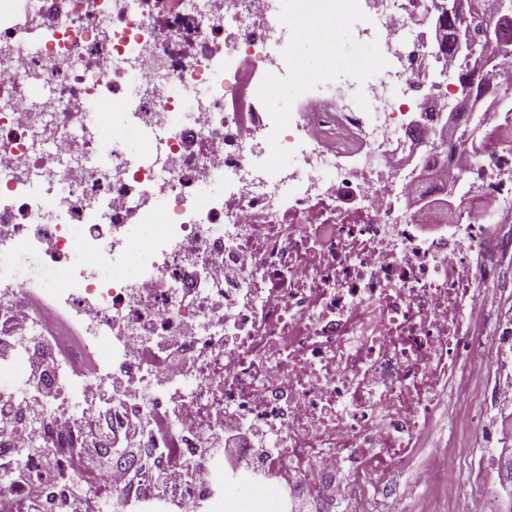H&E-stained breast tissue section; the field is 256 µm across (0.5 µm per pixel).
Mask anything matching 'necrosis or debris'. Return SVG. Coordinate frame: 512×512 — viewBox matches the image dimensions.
Returning a JSON list of instances; mask_svg holds the SVG:
<instances>
[{"instance_id": "1", "label": "necrosis or debris", "mask_w": 512, "mask_h": 512, "mask_svg": "<svg viewBox=\"0 0 512 512\" xmlns=\"http://www.w3.org/2000/svg\"><path fill=\"white\" fill-rule=\"evenodd\" d=\"M433 12L365 0L376 78L339 83L294 65L288 0H0V375L50 352L64 314L104 353L95 377L58 359L26 390L19 438L0 446L26 478L12 512L31 484L42 512H95L74 503L66 448L98 416L139 420L159 466L173 448L198 473L162 497L104 476L116 512H219L241 491L293 512L296 488L332 482L351 512H384L389 472L423 451L448 389L468 394L482 368L512 376V322L489 336L466 317L487 245L512 250L479 221L512 223L497 113L471 103L486 135L451 159L471 186L452 231L423 234L427 188L406 173L411 153L446 150L407 114L447 111L462 68ZM264 79L299 90L294 112L260 104ZM127 89L136 156L104 104ZM230 421L260 438L228 471Z\"/></svg>"}]
</instances>
